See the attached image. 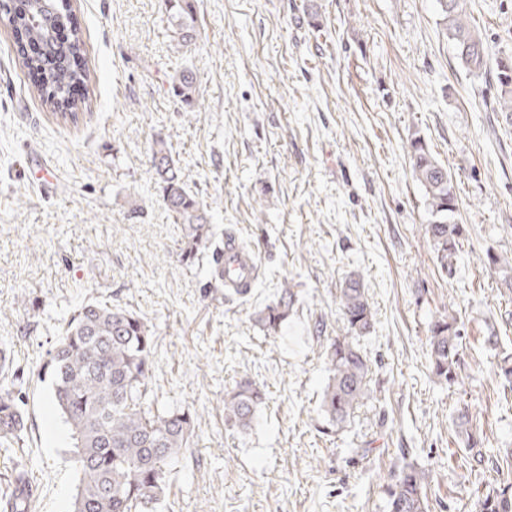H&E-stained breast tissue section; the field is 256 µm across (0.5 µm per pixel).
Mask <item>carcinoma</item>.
Wrapping results in <instances>:
<instances>
[{"label":"carcinoma","mask_w":512,"mask_h":512,"mask_svg":"<svg viewBox=\"0 0 512 512\" xmlns=\"http://www.w3.org/2000/svg\"><path fill=\"white\" fill-rule=\"evenodd\" d=\"M4 16L22 37L43 41L47 52L21 55V64L40 72L37 94L55 115L77 119L85 98L73 95L77 86L88 87L83 64L85 42L80 30L71 33L65 57L56 55V28L32 30L28 15L31 0H3ZM440 25L460 64L476 76L489 74L497 88L496 107L512 119V56H492L478 26L465 9V0H437ZM168 26L176 46L197 38L194 0H166ZM173 96L190 107L199 96L194 71L184 67L169 76ZM150 176L158 185L166 208L181 226V260L192 265L199 254L213 249L206 287H224L220 252L206 206L184 183L168 143L159 137L151 148ZM412 172L424 191L432 221L425 234L440 270L453 273V259L461 252L467 229L454 222L458 209L451 174L432 154L421 136L407 146ZM296 301L285 285L277 299L255 312V321L268 334L281 332ZM338 309L347 335L331 340L327 350L330 376L321 411L331 425L347 421L355 409L371 397L368 388L372 361L359 339L373 329V312L360 274H349L339 289ZM428 336L432 376L441 384L459 381L462 323L452 314L431 321ZM154 336L138 315L107 301H89L75 308L61 336L46 351L38 375L50 377L52 395L70 431L72 462L78 475L72 512H156L179 456L189 448L196 415L184 408H160L154 399ZM9 367L0 363V447L9 450L21 440L24 420ZM266 393L250 378H243L224 397V424L248 431ZM466 456L475 470L489 461L482 437L468 411L455 418ZM387 512H431L427 474L407 463L384 489ZM476 512H512V483L477 496Z\"/></svg>","instance_id":"1"}]
</instances>
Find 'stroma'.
<instances>
[{
  "mask_svg": "<svg viewBox=\"0 0 512 512\" xmlns=\"http://www.w3.org/2000/svg\"><path fill=\"white\" fill-rule=\"evenodd\" d=\"M85 41L88 108L56 119L0 20V343L23 396L25 436L0 453V512L18 461L32 512H71L69 431L37 370L72 309L109 301L151 327L159 407L197 415L159 512H385L406 463L429 475L432 512H475L512 482V122L489 77L468 73L436 0H196L197 39L175 49L164 0H71ZM493 51L512 54V0H467ZM189 67L183 106L167 77ZM424 137L451 173L467 228L454 275L425 235L430 213L407 145ZM172 146L217 236L256 255L247 296L206 289L207 259L179 260L180 226L149 174ZM359 273L374 312L360 340L373 397L338 428L321 409L324 347L346 333L336 293ZM289 284L277 337L255 312ZM463 324L460 382L430 375L432 316ZM497 346L486 344L489 335ZM264 385L253 427H224V394ZM472 413L492 460L469 473L453 417Z\"/></svg>",
  "mask_w": 512,
  "mask_h": 512,
  "instance_id": "stroma-1",
  "label": "stroma"
}]
</instances>
